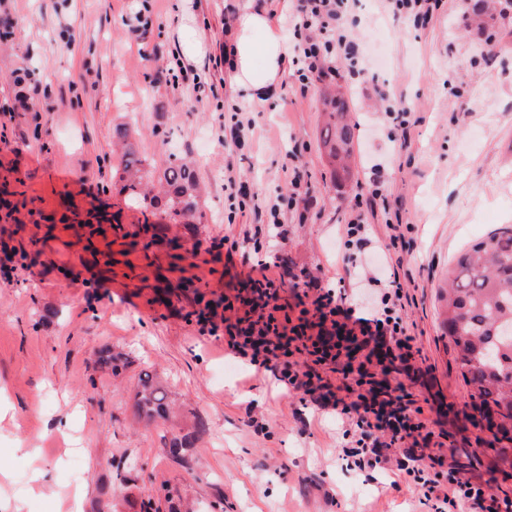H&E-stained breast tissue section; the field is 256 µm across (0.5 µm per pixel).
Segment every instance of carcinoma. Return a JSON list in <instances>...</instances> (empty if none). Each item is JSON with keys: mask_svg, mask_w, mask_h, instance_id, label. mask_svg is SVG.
I'll return each mask as SVG.
<instances>
[{"mask_svg": "<svg viewBox=\"0 0 512 512\" xmlns=\"http://www.w3.org/2000/svg\"><path fill=\"white\" fill-rule=\"evenodd\" d=\"M320 129L321 148L333 172L351 175L347 164L353 152L357 126L347 116L349 104L333 95L324 102ZM122 191L132 203H142L155 214L159 199L145 191L143 180L156 170L131 146L120 156ZM164 189V218L172 224H192L199 209L195 170L184 163L160 170ZM441 300L448 341L456 361L474 393L471 408L480 415L494 412L512 420V225L499 228L461 253L448 272ZM138 411L147 415L168 408L167 390L154 378L140 379Z\"/></svg>", "mask_w": 512, "mask_h": 512, "instance_id": "cac0c4a2", "label": "carcinoma"}]
</instances>
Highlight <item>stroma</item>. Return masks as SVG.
I'll list each match as a JSON object with an SVG mask.
<instances>
[{
	"label": "stroma",
	"mask_w": 512,
	"mask_h": 512,
	"mask_svg": "<svg viewBox=\"0 0 512 512\" xmlns=\"http://www.w3.org/2000/svg\"><path fill=\"white\" fill-rule=\"evenodd\" d=\"M249 3L0 0V249L26 255L0 269V512H63L59 492L78 488L83 512H424L397 467L404 449H384L382 469L348 466L335 411L199 334L194 311L246 282L220 239L262 221L250 206L228 216L225 176L265 201L292 194L291 166L309 193L270 250L298 280L335 283L339 226L378 185L410 244L397 270L420 353L416 377L397 380L430 428L449 433L439 473L512 499V443L471 409L439 299L456 255L512 224V19L469 27L474 0H443L418 24L358 0L346 28L363 48L385 45L377 82L351 88L339 59L335 76L305 88L292 70L276 99L247 102L227 78L224 18ZM188 41L200 62L186 60ZM378 85L416 117L407 136L386 122ZM334 86L357 124L348 179L319 149L320 95ZM233 106L255 125L241 149L224 125ZM121 126L157 165L194 162L198 223H155L127 202L112 152ZM146 372L176 415L136 411ZM194 431L192 447L173 449ZM36 465L49 478L32 496Z\"/></svg>",
	"instance_id": "1"
}]
</instances>
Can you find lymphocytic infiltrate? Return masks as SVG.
Segmentation results:
<instances>
[{
  "label": "lymphocytic infiltrate",
  "mask_w": 512,
  "mask_h": 512,
  "mask_svg": "<svg viewBox=\"0 0 512 512\" xmlns=\"http://www.w3.org/2000/svg\"><path fill=\"white\" fill-rule=\"evenodd\" d=\"M356 0H297L298 21L294 26V51L301 81L330 77V63L339 58L347 63L351 84H358L368 68L358 44L352 40L345 22ZM380 193L372 189L358 194L342 228L344 244L363 249L370 241L371 217L377 216ZM350 265L348 284L374 289L377 297L368 305L349 304L346 284L330 285L317 279L306 281L309 293L298 317H291L279 302L285 282L279 260L257 259L251 263L250 295L238 300L224 294L198 315L199 333L223 335L228 350L250 365L271 371L286 389L312 394L321 389L314 370H300L293 353H307L316 366H336L351 346L371 349L389 363L407 365L413 357L415 335L403 318L407 296L398 273L390 266L372 269L369 263L345 256ZM357 399H324V406L338 410L357 433L353 447L343 454L355 458L360 468L373 469L382 462L381 436L390 444L435 436L422 420L421 408L410 407L403 395L388 383L377 381L366 363L355 370ZM418 487L422 505L428 512H446L460 503L471 512H512V501H500L483 485L471 480L449 478V490L438 493V474L430 465L400 463Z\"/></svg>",
  "instance_id": "obj_1"
}]
</instances>
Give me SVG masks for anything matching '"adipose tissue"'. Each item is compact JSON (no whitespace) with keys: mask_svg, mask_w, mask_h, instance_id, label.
I'll return each mask as SVG.
<instances>
[{"mask_svg":"<svg viewBox=\"0 0 512 512\" xmlns=\"http://www.w3.org/2000/svg\"><path fill=\"white\" fill-rule=\"evenodd\" d=\"M231 43L228 79L241 98L259 101L278 94L292 62L293 47L267 9L253 5L241 11L232 25Z\"/></svg>","mask_w":512,"mask_h":512,"instance_id":"adipose-tissue-1","label":"adipose tissue"}]
</instances>
